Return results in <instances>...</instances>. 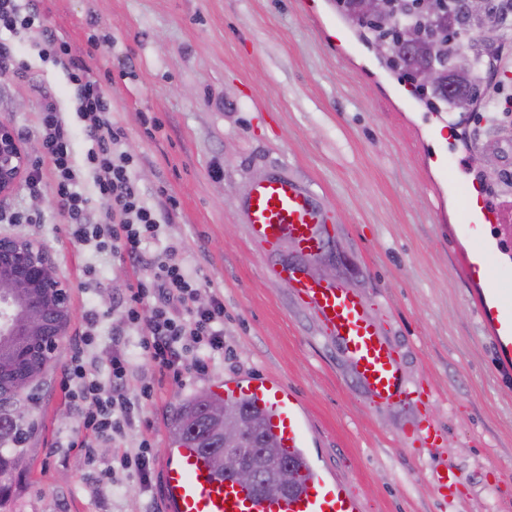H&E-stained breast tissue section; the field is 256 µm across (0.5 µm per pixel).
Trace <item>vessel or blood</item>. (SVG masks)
Segmentation results:
<instances>
[{
	"label": "vessel or blood",
	"mask_w": 512,
	"mask_h": 512,
	"mask_svg": "<svg viewBox=\"0 0 512 512\" xmlns=\"http://www.w3.org/2000/svg\"><path fill=\"white\" fill-rule=\"evenodd\" d=\"M459 231L470 242L461 258L467 278L476 279V310L492 329V342L504 364L512 363V243L487 233L501 222L479 182H462ZM252 236L272 248L291 244L294 262L279 274L323 321L328 334L349 357L364 391L378 403L394 404L418 398L404 376L402 364L381 336L364 303L350 289L309 278L305 264L323 255L327 221L314 192L287 177L267 175L256 181L241 206ZM223 397L249 400L268 416L271 433L284 454L301 463L305 479L292 494L264 497L251 488L222 478L196 449H171L164 462V495L168 512H362L360 502L336 479L317 473L306 454L309 424L300 400L275 377L216 382Z\"/></svg>",
	"instance_id": "obj_1"
}]
</instances>
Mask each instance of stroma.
I'll use <instances>...</instances> for the list:
<instances>
[{"instance_id":"obj_1","label":"stroma","mask_w":512,"mask_h":512,"mask_svg":"<svg viewBox=\"0 0 512 512\" xmlns=\"http://www.w3.org/2000/svg\"><path fill=\"white\" fill-rule=\"evenodd\" d=\"M45 24L88 58L111 88L123 148L149 204L174 198L172 222L151 252L175 243L224 298V352L203 372L162 376L145 361L118 299L138 275L119 259L75 247L49 185L26 183L0 198V212H24L0 233L43 243L71 289L73 320L55 365L22 426L23 464L11 481L13 512H167L161 464L174 407L218 379L278 377L301 400L311 429L309 457L360 500L363 512H512V377L503 375L480 320L473 283L461 272L454 229L461 222L449 180H473L477 157L493 154L490 195H512V53L485 86L486 105L447 112L466 121L444 166L428 165L434 138L420 96L399 99L404 72L386 66L360 27L320 0V18L302 0H37ZM40 30L12 39L20 78L0 81V119L38 145L35 114L58 102L84 163L88 143L60 67L40 59ZM161 124L148 134L146 124ZM314 191L328 216L322 261L363 301L381 335L400 353L422 402L373 403L350 359L328 339L278 271L290 246L269 249L249 234L240 205L268 171ZM100 312L87 352L99 377L120 348L130 392L152 384L154 399L121 436L97 440L94 461L69 446L81 417L61 385L63 366L87 312ZM431 417L443 445L421 447L410 433ZM152 437V487L113 469L116 453ZM452 474L447 491L438 476Z\"/></svg>"}]
</instances>
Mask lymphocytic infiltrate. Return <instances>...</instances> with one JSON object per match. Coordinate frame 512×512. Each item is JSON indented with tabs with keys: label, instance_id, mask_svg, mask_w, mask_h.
Wrapping results in <instances>:
<instances>
[{
	"label": "lymphocytic infiltrate",
	"instance_id": "1",
	"mask_svg": "<svg viewBox=\"0 0 512 512\" xmlns=\"http://www.w3.org/2000/svg\"><path fill=\"white\" fill-rule=\"evenodd\" d=\"M43 35L38 54L65 71L90 142L84 166H77L63 114L52 99H45L36 128L52 177L53 198L67 232L75 244L111 252L132 270L148 271V282L130 288L121 303L127 325L141 331L140 345L151 367L164 374L179 372L189 361L202 366L224 350V299L214 292L208 303H200L202 283L176 246H167L161 259L149 254V244L170 223L176 202L169 198L158 206L147 203L132 172L134 160L122 148L125 133L112 118L108 90L93 77L83 58L72 55L66 41L49 29ZM86 172L93 179L95 195L91 198L78 189ZM95 197L107 207L106 218L99 224L88 219ZM98 322V314L85 315L82 333L72 344L64 384L70 406L83 419L82 431L71 445L90 461L96 451L89 447V440L122 434L135 411L153 399L148 384L139 394H128V362L122 352H112L104 378L87 362L85 353L96 340Z\"/></svg>",
	"mask_w": 512,
	"mask_h": 512
}]
</instances>
